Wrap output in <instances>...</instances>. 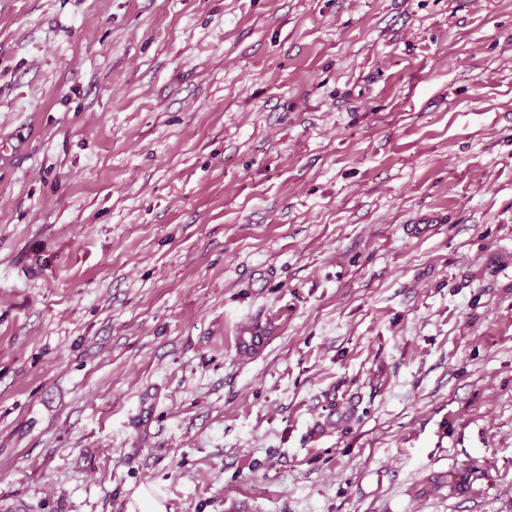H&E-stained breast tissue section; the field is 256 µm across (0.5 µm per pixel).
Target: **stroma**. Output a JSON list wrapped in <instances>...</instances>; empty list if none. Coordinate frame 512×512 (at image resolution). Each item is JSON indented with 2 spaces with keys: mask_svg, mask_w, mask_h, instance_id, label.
Here are the masks:
<instances>
[{
  "mask_svg": "<svg viewBox=\"0 0 512 512\" xmlns=\"http://www.w3.org/2000/svg\"><path fill=\"white\" fill-rule=\"evenodd\" d=\"M0 512H512V0H0Z\"/></svg>",
  "mask_w": 512,
  "mask_h": 512,
  "instance_id": "1",
  "label": "stroma"
}]
</instances>
